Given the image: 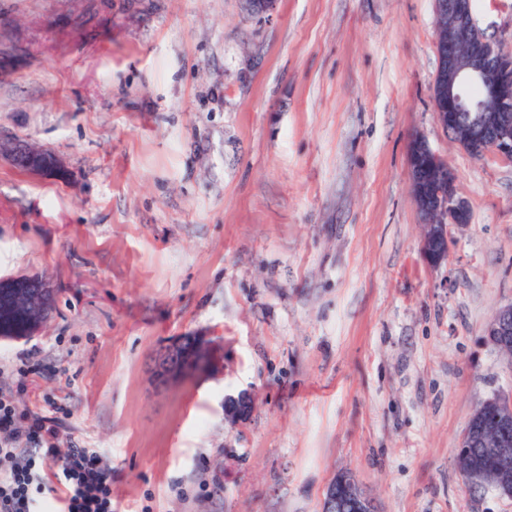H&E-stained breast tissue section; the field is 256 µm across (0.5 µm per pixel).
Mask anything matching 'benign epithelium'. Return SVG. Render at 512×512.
Here are the masks:
<instances>
[{"mask_svg": "<svg viewBox=\"0 0 512 512\" xmlns=\"http://www.w3.org/2000/svg\"><path fill=\"white\" fill-rule=\"evenodd\" d=\"M249 11L261 19L270 16L277 0H244ZM436 44L440 65L430 88L437 122L454 133L463 147L475 155L491 152L512 160V55L501 52L497 43L477 25L471 0H437L435 11ZM473 84L477 97L464 98L462 88ZM41 153L19 150L16 163L26 169H39ZM408 177L416 207L425 231L422 255L433 266L448 259V225L469 223L466 203L457 195L455 177L448 162L421 136H414L408 149ZM0 286L17 288L16 299L44 302L49 282L38 275H19L0 279ZM487 340L503 353L512 352V304L496 311L486 329ZM198 352L210 353L201 336L181 338L173 343L163 359L160 375L164 379L186 378L203 368L207 361L195 360ZM254 410L251 394L241 392L224 398V416L233 422L248 420ZM490 448V455L471 465L470 479L475 487L490 488L512 498V392L498 393L471 412L459 441V454L475 443ZM344 501L352 512H376L374 500L363 492L351 473L337 474L328 484L322 512H338Z\"/></svg>", "mask_w": 512, "mask_h": 512, "instance_id": "obj_1", "label": "benign epithelium"}]
</instances>
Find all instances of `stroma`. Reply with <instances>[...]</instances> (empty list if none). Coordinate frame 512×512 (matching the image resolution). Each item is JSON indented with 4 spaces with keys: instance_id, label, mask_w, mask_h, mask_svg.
I'll return each instance as SVG.
<instances>
[{
    "instance_id": "1",
    "label": "stroma",
    "mask_w": 512,
    "mask_h": 512,
    "mask_svg": "<svg viewBox=\"0 0 512 512\" xmlns=\"http://www.w3.org/2000/svg\"><path fill=\"white\" fill-rule=\"evenodd\" d=\"M512 53V0H476ZM433 0H0V277L56 308L0 339V395L60 405L112 512H321L348 471L378 512H512L468 491L472 410L512 391L485 339L512 303V162L435 119ZM423 134L469 224L427 264L407 149ZM214 361L162 381L170 343ZM251 391V419L224 397ZM0 286L5 288H35L34 290L17 291L16 299L27 302H45L48 291L51 289L49 282L38 275H19L0 279Z\"/></svg>"
}]
</instances>
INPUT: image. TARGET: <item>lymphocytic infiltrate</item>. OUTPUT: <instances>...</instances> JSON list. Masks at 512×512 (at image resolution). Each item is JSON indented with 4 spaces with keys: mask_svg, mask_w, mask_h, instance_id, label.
<instances>
[{
    "mask_svg": "<svg viewBox=\"0 0 512 512\" xmlns=\"http://www.w3.org/2000/svg\"><path fill=\"white\" fill-rule=\"evenodd\" d=\"M49 461L56 464L50 476ZM49 498L57 512H112V470L94 449L60 453L54 417L31 412L22 425L0 400V512H39Z\"/></svg>",
    "mask_w": 512,
    "mask_h": 512,
    "instance_id": "obj_1",
    "label": "lymphocytic infiltrate"
}]
</instances>
